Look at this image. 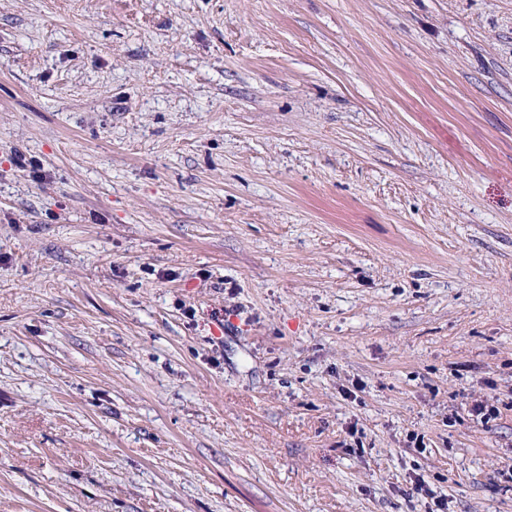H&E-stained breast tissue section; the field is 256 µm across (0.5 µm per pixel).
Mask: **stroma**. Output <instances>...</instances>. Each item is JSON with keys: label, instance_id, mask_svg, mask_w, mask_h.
Listing matches in <instances>:
<instances>
[{"label": "stroma", "instance_id": "stroma-1", "mask_svg": "<svg viewBox=\"0 0 512 512\" xmlns=\"http://www.w3.org/2000/svg\"><path fill=\"white\" fill-rule=\"evenodd\" d=\"M511 466L512 0H0V512Z\"/></svg>", "mask_w": 512, "mask_h": 512}]
</instances>
